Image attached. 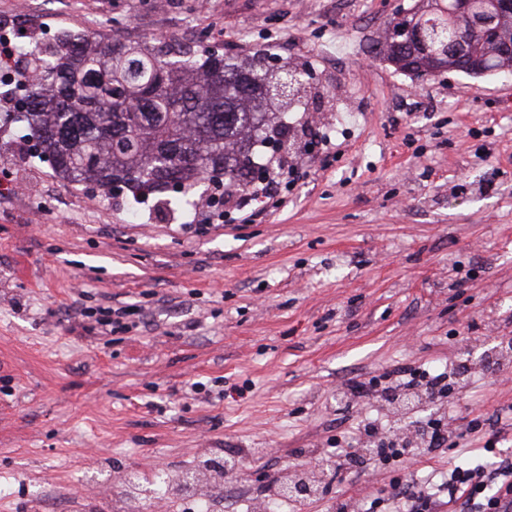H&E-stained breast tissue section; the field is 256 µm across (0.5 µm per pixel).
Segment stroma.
Segmentation results:
<instances>
[{"label": "stroma", "mask_w": 512, "mask_h": 512, "mask_svg": "<svg viewBox=\"0 0 512 512\" xmlns=\"http://www.w3.org/2000/svg\"><path fill=\"white\" fill-rule=\"evenodd\" d=\"M419 0H28L25 35L107 33L310 69L314 147L279 205L153 207L62 180L0 127V512H137L157 464L243 457L212 512H268L267 478L371 422L420 419L416 397L351 398L398 366L463 384L430 409L448 437L411 471L330 478L302 512H381L399 481L447 500L455 465L512 455V74L415 78L374 54ZM336 134H328V126ZM130 306L125 329L98 318ZM494 451H487L488 441Z\"/></svg>", "instance_id": "35a3bbf8"}]
</instances>
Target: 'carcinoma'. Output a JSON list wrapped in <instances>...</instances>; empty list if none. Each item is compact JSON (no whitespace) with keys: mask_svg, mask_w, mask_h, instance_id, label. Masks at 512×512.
<instances>
[{"mask_svg":"<svg viewBox=\"0 0 512 512\" xmlns=\"http://www.w3.org/2000/svg\"><path fill=\"white\" fill-rule=\"evenodd\" d=\"M487 0H473L470 19L448 15V0L417 7L416 29L423 49L396 40L379 43L401 72L427 57L467 72L485 56L480 42L463 58L448 56V42L469 20L486 18ZM23 72H37L30 103L16 120L54 163L53 171L73 182L109 190L122 182L133 196L162 193L169 179L185 186L177 201L217 174L237 185L249 178V150L269 128L267 74L209 55L168 57L148 42L125 44L97 33H65L52 46L18 44Z\"/></svg>","mask_w":512,"mask_h":512,"instance_id":"1","label":"carcinoma"}]
</instances>
